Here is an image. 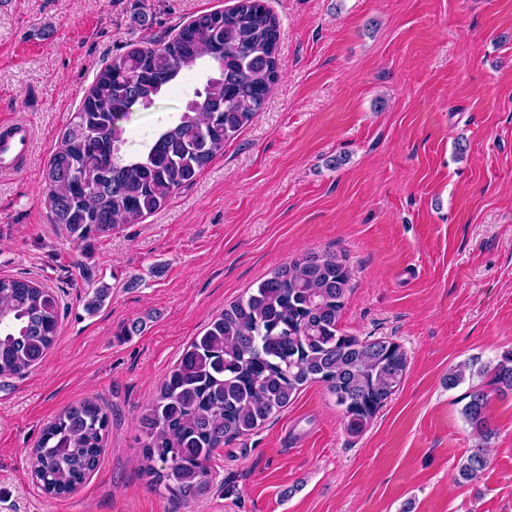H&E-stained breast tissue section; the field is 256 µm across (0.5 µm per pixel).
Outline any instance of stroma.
<instances>
[{
	"label": "stroma",
	"mask_w": 512,
	"mask_h": 512,
	"mask_svg": "<svg viewBox=\"0 0 512 512\" xmlns=\"http://www.w3.org/2000/svg\"><path fill=\"white\" fill-rule=\"evenodd\" d=\"M235 0H0V122L32 130L0 173V276L56 294L57 341L0 378V512H512V395L492 436L462 414L451 366L512 350V0H268L281 78L253 123L156 213L90 243L50 222L46 169L113 56ZM191 72L121 125L142 141L184 111ZM465 153H458V142ZM345 253L339 322L407 354L403 381L358 438L312 383L214 452L210 490L150 487L140 419L196 336L247 288L310 252ZM109 294L95 310L97 288ZM98 399L100 463L48 498L28 455L63 408ZM489 467L456 478L473 448Z\"/></svg>",
	"instance_id": "35a3bbf8"
}]
</instances>
